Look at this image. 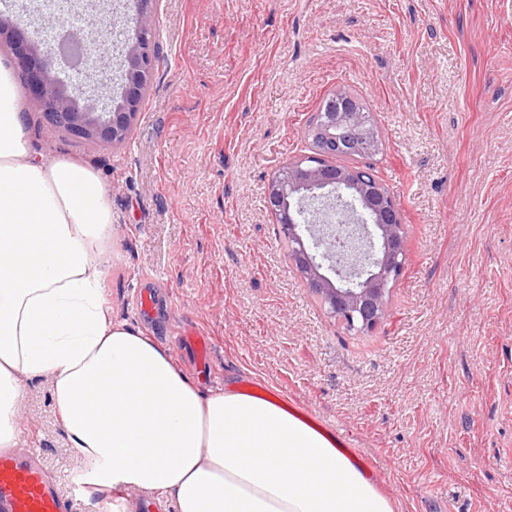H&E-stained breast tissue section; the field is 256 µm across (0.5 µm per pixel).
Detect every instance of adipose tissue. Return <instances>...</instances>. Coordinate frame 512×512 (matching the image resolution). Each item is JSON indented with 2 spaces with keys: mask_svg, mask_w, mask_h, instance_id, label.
Wrapping results in <instances>:
<instances>
[{
  "mask_svg": "<svg viewBox=\"0 0 512 512\" xmlns=\"http://www.w3.org/2000/svg\"><path fill=\"white\" fill-rule=\"evenodd\" d=\"M0 61V452L24 381L47 379L86 495L175 512H395L326 431L271 399L202 392L106 305L112 201L90 166L32 151Z\"/></svg>",
  "mask_w": 512,
  "mask_h": 512,
  "instance_id": "ef3b65f1",
  "label": "adipose tissue"
}]
</instances>
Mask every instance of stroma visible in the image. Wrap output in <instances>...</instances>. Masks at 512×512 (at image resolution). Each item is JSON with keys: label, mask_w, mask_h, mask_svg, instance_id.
Masks as SVG:
<instances>
[{"label": "stroma", "mask_w": 512, "mask_h": 512, "mask_svg": "<svg viewBox=\"0 0 512 512\" xmlns=\"http://www.w3.org/2000/svg\"><path fill=\"white\" fill-rule=\"evenodd\" d=\"M1 12L64 84L97 68L58 53V33H91L83 9ZM153 13L154 80L124 144L22 103L30 143L94 167L112 197L113 317L201 391L283 392L396 512H512V0H155ZM338 88L366 104L383 145L370 163L406 224L403 274L364 333L295 272L264 207ZM19 426V452L70 493L78 462L48 382L26 385Z\"/></svg>", "instance_id": "1"}]
</instances>
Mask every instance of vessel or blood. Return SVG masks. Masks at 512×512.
<instances>
[{
  "instance_id": "obj_1",
  "label": "vessel or blood",
  "mask_w": 512,
  "mask_h": 512,
  "mask_svg": "<svg viewBox=\"0 0 512 512\" xmlns=\"http://www.w3.org/2000/svg\"><path fill=\"white\" fill-rule=\"evenodd\" d=\"M71 502L33 459L0 454V512H69Z\"/></svg>"
}]
</instances>
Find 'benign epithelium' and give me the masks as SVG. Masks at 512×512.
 Masks as SVG:
<instances>
[{
	"label": "benign epithelium",
	"mask_w": 512,
	"mask_h": 512,
	"mask_svg": "<svg viewBox=\"0 0 512 512\" xmlns=\"http://www.w3.org/2000/svg\"><path fill=\"white\" fill-rule=\"evenodd\" d=\"M153 2L136 0L134 23L140 35L124 43L118 101L97 94L112 83L110 49L104 41L91 38L85 47L101 60L105 77L68 86L42 60L38 45L17 29L12 18L0 15V40L13 46L30 93L53 125L101 146L113 147L127 139L155 68ZM307 134L317 159L336 153L354 159L374 153L379 142L369 113L359 111L351 95L338 89L324 97ZM265 205L288 239L296 271L331 315L357 331L372 329L383 320L388 285L398 278L405 260L406 234L398 204L381 179L355 166L314 165L295 158L269 178ZM326 207L354 225L356 246L349 262H336V249L344 244L335 226L314 218L300 223L305 211L319 215Z\"/></svg>",
	"instance_id": "7a95c632"
}]
</instances>
